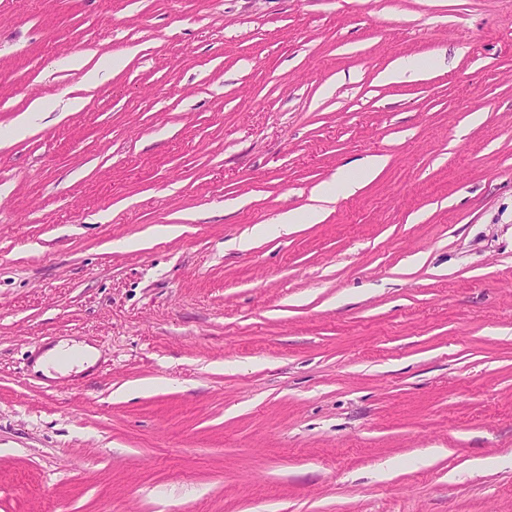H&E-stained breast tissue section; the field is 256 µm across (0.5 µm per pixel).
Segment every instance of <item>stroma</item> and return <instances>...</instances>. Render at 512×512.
Masks as SVG:
<instances>
[{
  "label": "stroma",
  "instance_id": "1",
  "mask_svg": "<svg viewBox=\"0 0 512 512\" xmlns=\"http://www.w3.org/2000/svg\"><path fill=\"white\" fill-rule=\"evenodd\" d=\"M0 512H512V0H0ZM384 165L383 157L371 156L364 161L355 174L350 171H339L332 183L322 184L315 189V199L324 203H333L339 196L353 195L374 179ZM325 208L323 206H310L306 211L299 212L297 210H290L282 214L278 221L276 231H288V228L293 224H315L323 220ZM93 355L92 350L89 348L64 345L49 350L47 356L42 361V367L44 369L50 367L57 371H67L74 366L91 362Z\"/></svg>",
  "mask_w": 512,
  "mask_h": 512
}]
</instances>
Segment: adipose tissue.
Here are the masks:
<instances>
[{"mask_svg": "<svg viewBox=\"0 0 512 512\" xmlns=\"http://www.w3.org/2000/svg\"><path fill=\"white\" fill-rule=\"evenodd\" d=\"M384 165L383 157L372 156L367 158L356 172H337L333 182L322 184L315 189L314 196L317 200L315 206L309 207L303 212L296 210L288 211L279 217L276 226L273 227L263 224L256 225L253 231L254 236L267 235L274 228L285 231L296 224H315L322 221L324 218V204L334 202L341 196L355 194L367 182L374 179Z\"/></svg>", "mask_w": 512, "mask_h": 512, "instance_id": "ef3b65f1", "label": "adipose tissue"}]
</instances>
